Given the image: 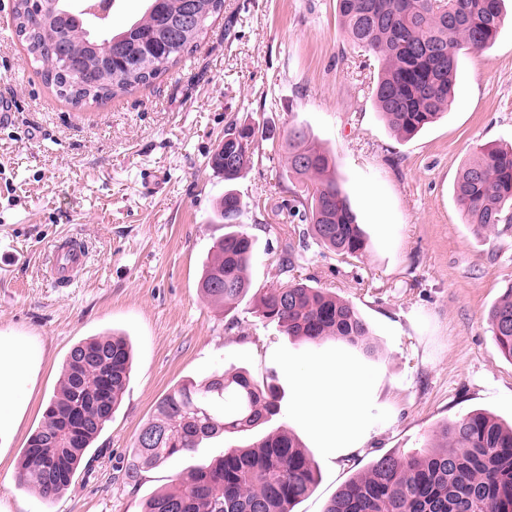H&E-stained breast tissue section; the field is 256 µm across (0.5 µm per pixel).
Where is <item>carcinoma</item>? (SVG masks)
<instances>
[{"mask_svg": "<svg viewBox=\"0 0 512 512\" xmlns=\"http://www.w3.org/2000/svg\"><path fill=\"white\" fill-rule=\"evenodd\" d=\"M118 0H15L16 35L44 82L75 106L111 99L151 85L193 51L224 0H195V18L180 23L185 0H144L143 14L114 30ZM351 41L381 64L372 96L394 131L411 138L440 118L454 95L459 55L484 50L501 30L504 0H336ZM224 132V152L210 166L224 171L228 189L220 217L231 231L215 245L198 288L230 311L249 290L246 271L254 241L235 228L242 202L230 185L252 159L255 127ZM287 172L299 177L301 193L288 208L306 234L337 255L355 257L365 239L347 193L336 181L332 158L298 127L288 129ZM454 198L468 223L492 232L512 224V145H492L465 164ZM253 313L289 337L317 345L335 338L374 353L371 330L350 302L294 278L254 300ZM493 336L512 359V289L489 313ZM131 349L124 336H101L74 345L41 425L18 462L17 481L51 501L72 482L118 410L130 382ZM274 378L258 382L249 371H216L164 395L137 437L126 477L187 457L224 434L258 430L279 413ZM76 415L77 429L50 422L48 412ZM316 480L315 461L286 429L246 447H229L209 464L189 466L175 486L151 496L142 512H294ZM324 512H512V427L472 411L444 422L433 440L409 451H388L367 471L347 481Z\"/></svg>", "mask_w": 512, "mask_h": 512, "instance_id": "1", "label": "carcinoma"}]
</instances>
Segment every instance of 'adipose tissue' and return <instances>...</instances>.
<instances>
[{
	"label": "adipose tissue",
	"mask_w": 512,
	"mask_h": 512,
	"mask_svg": "<svg viewBox=\"0 0 512 512\" xmlns=\"http://www.w3.org/2000/svg\"><path fill=\"white\" fill-rule=\"evenodd\" d=\"M28 355L0 339V404L11 405L18 380L31 372ZM295 390L293 412L332 458L355 453L365 440L375 397L371 375L344 357L287 359Z\"/></svg>",
	"instance_id": "1"
}]
</instances>
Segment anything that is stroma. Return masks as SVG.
<instances>
[{"label":"stroma","mask_w":512,"mask_h":512,"mask_svg":"<svg viewBox=\"0 0 512 512\" xmlns=\"http://www.w3.org/2000/svg\"><path fill=\"white\" fill-rule=\"evenodd\" d=\"M378 61L349 40L336 0H224L196 50L152 85L73 106L46 85L14 33L0 27V96L16 107L0 126V338L26 348L35 369L21 380L0 433V512H141L172 488L189 462L206 464L228 435L192 459L143 472L126 484L129 451L159 399L217 370L275 376L281 410L273 427L299 436L318 466L295 512H324L336 491L377 456L421 447L439 426L473 410L512 423V361L501 353L489 310L512 287V226L480 233L452 188L481 147L512 142V0L495 44L465 50L459 89L444 117L399 138L370 90ZM267 122L249 168L234 185L238 222L256 250L249 296L236 311L208 303L198 283L225 227L224 178L208 163L229 123ZM304 128L333 158L366 247L344 258L299 246L288 206L301 185L289 177L280 137ZM64 236L85 241L89 259L74 285L56 288L42 259ZM294 276L350 301L378 346L358 365L376 376L369 437L333 460L289 413L283 360L349 356L328 339L312 345L255 317L252 299ZM115 330L131 339V380L97 441L89 468L51 501L20 487L17 464L77 342Z\"/></svg>","instance_id":"1"}]
</instances>
